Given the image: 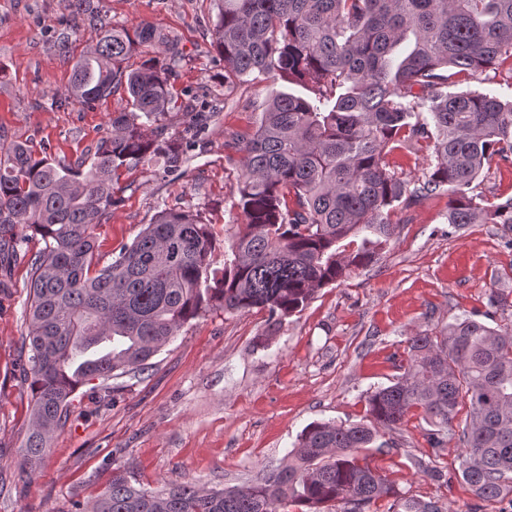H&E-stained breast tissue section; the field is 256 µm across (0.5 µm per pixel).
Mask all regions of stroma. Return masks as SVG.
<instances>
[{"label":"stroma","instance_id":"stroma-1","mask_svg":"<svg viewBox=\"0 0 512 512\" xmlns=\"http://www.w3.org/2000/svg\"><path fill=\"white\" fill-rule=\"evenodd\" d=\"M97 24L75 19L63 0H0V131L37 154L71 164L90 158L112 113L126 106L116 92L85 108L67 97L73 53L95 45L101 25H152L178 40L184 60L174 91L217 103L183 175L148 162L123 173L118 204L94 230L95 267L166 208L198 214L215 235L210 255L223 268L224 248L241 219L234 190L242 153L234 137L253 132L262 103L296 85L275 80L224 91V63L212 43L216 0H92ZM448 197L428 196L397 208L395 235L370 266L321 289L300 313L269 335L266 312L213 310L190 321L110 406L91 385L71 397L68 420L33 476L19 466L30 405L21 362L28 349L25 316L31 266H0V512H73L102 492L120 468L147 489L179 480L211 488L255 483L278 468L300 432L317 421L359 422L366 395L403 374L409 334L438 333L455 319L512 323V231L499 224L455 228ZM499 291L507 303L491 307ZM432 424L411 409L367 462L407 496L434 500L446 512H512L508 501L475 497L454 472L457 430L431 447ZM449 474L433 479L430 468Z\"/></svg>","mask_w":512,"mask_h":512}]
</instances>
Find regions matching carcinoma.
Segmentation results:
<instances>
[{"instance_id": "obj_1", "label": "carcinoma", "mask_w": 512, "mask_h": 512, "mask_svg": "<svg viewBox=\"0 0 512 512\" xmlns=\"http://www.w3.org/2000/svg\"><path fill=\"white\" fill-rule=\"evenodd\" d=\"M211 36L224 80L295 81L309 97L270 96L242 139L236 225L224 268L208 257L214 235L198 216L165 209L112 263L91 271L94 228L108 221L120 176L146 161L181 174L188 148L165 136L173 111L207 116L172 93L183 53L153 27H102L74 61L69 97L91 106L121 90L90 164L0 146V264L24 259V231L45 251L31 260L26 364L33 387L22 468L35 474L68 419L70 397L99 381L110 405L185 324L221 309L268 314L278 326L315 294L380 256L395 234L391 209L448 194V223L512 225V196L493 202L474 182L492 162L512 165V100L491 90L451 91L512 60V0H218ZM158 55L135 69L141 45ZM155 125L148 131L147 124ZM426 143L423 178L403 180L388 157ZM409 361L392 384L367 393L368 423L313 422L286 462L241 489L171 482L136 487L119 469L76 512H443L399 495L359 453L413 408L457 426L458 476L483 501L512 494V326L465 317L437 335L406 339ZM468 412L455 423L459 407Z\"/></svg>"}]
</instances>
